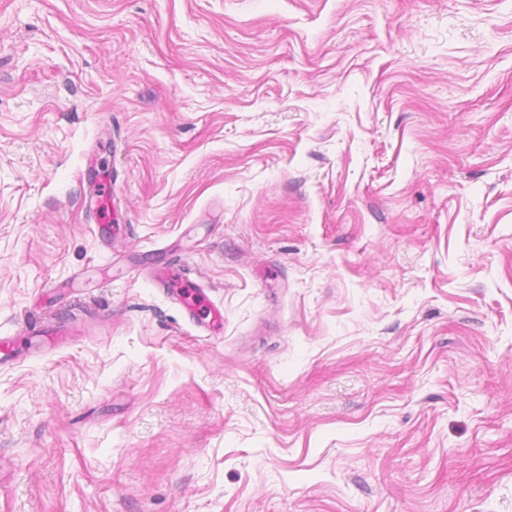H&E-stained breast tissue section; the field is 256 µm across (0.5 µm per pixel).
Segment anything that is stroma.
I'll list each match as a JSON object with an SVG mask.
<instances>
[{
    "instance_id": "obj_1",
    "label": "stroma",
    "mask_w": 512,
    "mask_h": 512,
    "mask_svg": "<svg viewBox=\"0 0 512 512\" xmlns=\"http://www.w3.org/2000/svg\"><path fill=\"white\" fill-rule=\"evenodd\" d=\"M35 315L80 331L0 363V512H512V0H0ZM153 277L156 287L171 294V298L185 309L191 322L196 323L210 317L209 325L212 327L219 326L221 323V313L216 307H209L206 305L202 288L191 290L189 295L184 292H180L178 289L173 290V288H169L170 274L166 267L155 269ZM203 307H205V309H203ZM201 316L206 317L202 318Z\"/></svg>"
}]
</instances>
